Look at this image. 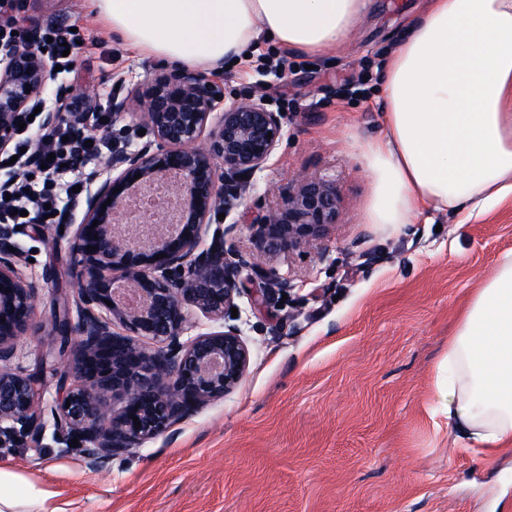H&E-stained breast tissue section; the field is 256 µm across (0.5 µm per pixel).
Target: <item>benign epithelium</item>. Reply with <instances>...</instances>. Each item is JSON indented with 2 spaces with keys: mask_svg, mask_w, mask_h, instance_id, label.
<instances>
[{
  "mask_svg": "<svg viewBox=\"0 0 512 512\" xmlns=\"http://www.w3.org/2000/svg\"><path fill=\"white\" fill-rule=\"evenodd\" d=\"M38 38L29 28L0 43V153L14 143L25 107L52 77L36 51ZM216 94L209 81L164 68L112 102V116L136 113L150 139L130 138L107 157L87 176L86 193L60 217L67 224L74 211L82 215L68 242L78 268V309L74 321L66 313L55 319L59 347L49 352L76 355L77 381L53 405L18 352L52 272L31 271L14 241L17 228L0 227V448L18 439L37 447L50 426L55 442L70 448L78 439L88 465L105 469L114 457L223 398L250 363L241 329L226 323L244 294L242 270L272 254L304 253L340 223L336 179L314 175L261 215L253 250L237 247L236 225L216 224L215 217L250 188L249 178L278 145L282 122L261 97L220 112ZM68 103L60 91L42 126L67 118L80 135L113 134L91 123L88 113L67 111ZM266 280L257 305L292 290L291 281L272 270Z\"/></svg>",
  "mask_w": 512,
  "mask_h": 512,
  "instance_id": "benign-epithelium-1",
  "label": "benign epithelium"
}]
</instances>
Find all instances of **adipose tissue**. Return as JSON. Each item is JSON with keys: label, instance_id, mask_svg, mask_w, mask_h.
<instances>
[{"label": "adipose tissue", "instance_id": "ef3b65f1", "mask_svg": "<svg viewBox=\"0 0 512 512\" xmlns=\"http://www.w3.org/2000/svg\"><path fill=\"white\" fill-rule=\"evenodd\" d=\"M114 38L198 72L241 63L260 40L303 54L344 45L369 0H94ZM383 134L359 141L369 224L427 211L470 218L512 197V0H429L387 63ZM442 412L484 447L512 446V251L448 341ZM52 491L0 470V512H59Z\"/></svg>", "mask_w": 512, "mask_h": 512}]
</instances>
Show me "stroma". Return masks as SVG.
<instances>
[{"label": "stroma", "instance_id": "35a3bbf8", "mask_svg": "<svg viewBox=\"0 0 512 512\" xmlns=\"http://www.w3.org/2000/svg\"><path fill=\"white\" fill-rule=\"evenodd\" d=\"M424 0H372L352 39L329 54L261 52L288 59L279 78L257 58L208 74L223 104L265 96L282 135L264 170L225 214L241 251L253 226L295 184L336 178L341 222L306 254L266 258L290 279L285 300L255 309L238 300L250 351L246 377L164 435L94 470L79 449L19 442L0 448V469L53 491L62 512H512V450L486 455L439 412L440 364L460 314L500 256L512 251V198L460 223L446 212L398 226L368 224V171L352 143L381 133L379 74ZM19 24L61 21L80 43L59 87L124 98L161 59L112 39L90 0H15ZM48 249L19 235L32 269L56 277L36 304V327L19 341L27 369L39 360L44 398L73 378L77 359L47 354L56 315L77 286L67 241Z\"/></svg>", "mask_w": 512, "mask_h": 512}]
</instances>
